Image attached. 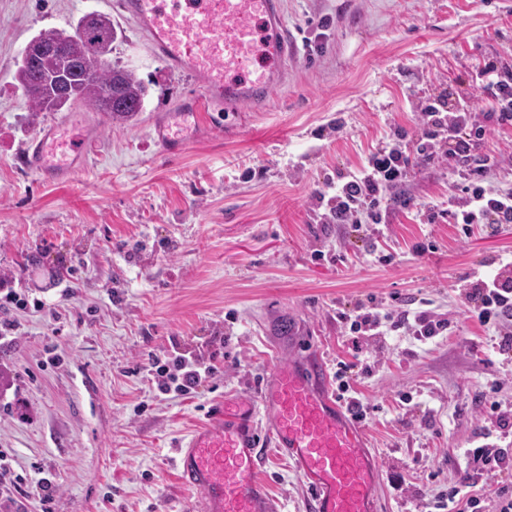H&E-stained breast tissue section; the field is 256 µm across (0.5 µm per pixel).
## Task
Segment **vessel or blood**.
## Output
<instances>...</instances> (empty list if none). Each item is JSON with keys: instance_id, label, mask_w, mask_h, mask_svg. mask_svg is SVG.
Returning <instances> with one entry per match:
<instances>
[{"instance_id": "vessel-or-blood-1", "label": "vessel or blood", "mask_w": 512, "mask_h": 512, "mask_svg": "<svg viewBox=\"0 0 512 512\" xmlns=\"http://www.w3.org/2000/svg\"><path fill=\"white\" fill-rule=\"evenodd\" d=\"M141 27L152 54L190 73L199 91L182 105L200 117L211 103L263 109L288 68L281 0H117ZM164 155L180 156L182 139L164 122L153 127ZM48 129L27 162L43 181L68 179L86 145L64 141L68 159L48 156ZM293 467L311 492L310 512H383L380 465L358 418L340 397L320 354L269 369L257 396L213 402L204 422L176 450L182 482L199 494L193 512H280L261 473L265 449Z\"/></svg>"}]
</instances>
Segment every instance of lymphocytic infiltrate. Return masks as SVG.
<instances>
[{
	"instance_id": "obj_1",
	"label": "lymphocytic infiltrate",
	"mask_w": 512,
	"mask_h": 512,
	"mask_svg": "<svg viewBox=\"0 0 512 512\" xmlns=\"http://www.w3.org/2000/svg\"><path fill=\"white\" fill-rule=\"evenodd\" d=\"M424 124L447 128L450 141L441 160L454 167L477 157L474 177L467 188L465 204L455 213L463 234H471L475 227L487 224L512 223V192H502L487 180V171L494 166V157L482 155L486 129L479 122H471L467 130L455 126V115L438 116L435 107H425L421 113ZM409 160L396 148H382L373 153L366 172L352 176L336 187V205L331 209V221L361 227L382 221L380 207L388 190L401 183ZM470 312L484 326L494 328L503 347L512 349V266L503 265L495 274L478 280L468 295ZM352 333L361 336H382L386 331L407 329L417 340H429L446 335L448 321L434 318L428 312L403 305L395 309L375 312L342 314ZM210 363L186 355L175 356L166 364L159 357H150L147 373L162 394H190L212 372Z\"/></svg>"
}]
</instances>
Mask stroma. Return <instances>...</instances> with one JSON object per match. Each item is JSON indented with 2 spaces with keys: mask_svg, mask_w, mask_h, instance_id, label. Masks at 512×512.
I'll use <instances>...</instances> for the list:
<instances>
[{
  "mask_svg": "<svg viewBox=\"0 0 512 512\" xmlns=\"http://www.w3.org/2000/svg\"><path fill=\"white\" fill-rule=\"evenodd\" d=\"M284 2L287 81L264 111H221L206 128L178 113L192 76L153 58L111 0H0V291L44 303L13 309L18 330L0 340V450L28 485H56L52 512H184L178 441L214 400L255 396L272 359L294 353L291 326L353 365L384 512H430L460 486L477 436L512 451L480 421L486 397L512 407V361L465 299L493 260H512V223L468 236L451 223L443 210L467 170L438 162L448 134L427 138L420 122L428 105L472 115L498 161L490 180L512 190V125L475 82L489 62L512 77V0ZM93 11L125 31L108 62L149 84L121 128L82 104L33 113L14 81L33 36ZM158 119L186 141L180 157L154 141ZM54 126L87 140L61 185L20 162ZM385 141L410 166L382 223H329L328 197ZM412 301L448 319V335L357 338L339 319ZM178 354L215 371L194 394H159L148 358ZM262 473L282 512H308L307 486L273 450Z\"/></svg>",
  "mask_w": 512,
  "mask_h": 512,
  "instance_id": "1",
  "label": "stroma"
}]
</instances>
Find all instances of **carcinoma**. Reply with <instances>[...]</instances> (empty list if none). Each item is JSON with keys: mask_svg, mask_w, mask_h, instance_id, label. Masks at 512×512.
Masks as SVG:
<instances>
[{"mask_svg": "<svg viewBox=\"0 0 512 512\" xmlns=\"http://www.w3.org/2000/svg\"><path fill=\"white\" fill-rule=\"evenodd\" d=\"M103 43L99 48L112 51V44L123 37L124 30L105 14H98ZM83 21L68 31L49 28L39 32V41L49 48L37 67L19 64L14 75L34 112L62 109V98L70 93L85 105L105 113L111 122L122 126L144 111L149 96L147 85L125 67L103 63L91 64L85 72L81 55L89 51L83 34Z\"/></svg>", "mask_w": 512, "mask_h": 512, "instance_id": "1", "label": "carcinoma"}]
</instances>
